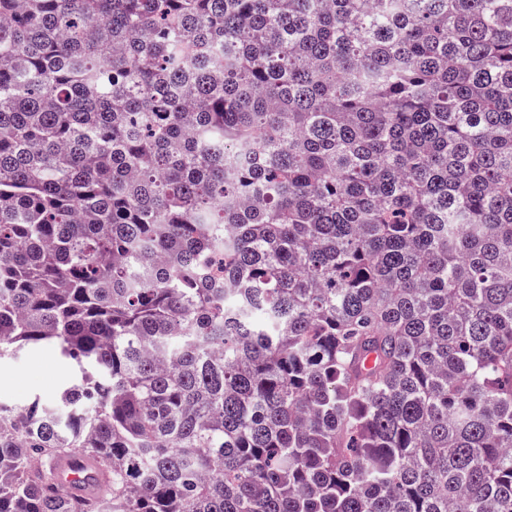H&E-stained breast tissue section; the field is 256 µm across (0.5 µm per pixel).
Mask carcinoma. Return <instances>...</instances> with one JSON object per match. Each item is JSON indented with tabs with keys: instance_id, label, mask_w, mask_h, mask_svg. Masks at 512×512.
I'll return each mask as SVG.
<instances>
[{
	"instance_id": "carcinoma-1",
	"label": "carcinoma",
	"mask_w": 512,
	"mask_h": 512,
	"mask_svg": "<svg viewBox=\"0 0 512 512\" xmlns=\"http://www.w3.org/2000/svg\"><path fill=\"white\" fill-rule=\"evenodd\" d=\"M44 345L0 512H512V0H0ZM70 458L62 459L57 470L65 477L64 485L71 491L84 492L92 487L93 477L99 476L103 468L93 460H84L79 469Z\"/></svg>"
}]
</instances>
